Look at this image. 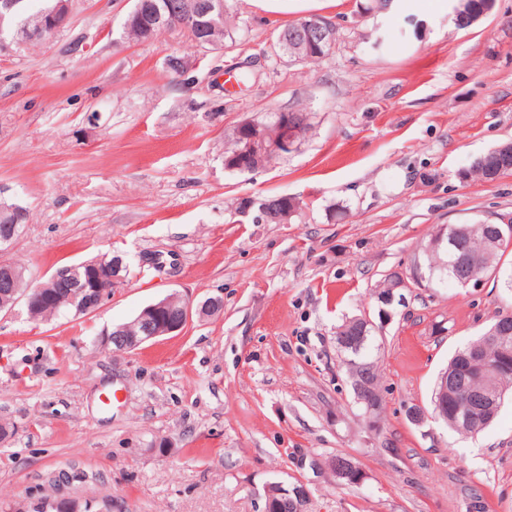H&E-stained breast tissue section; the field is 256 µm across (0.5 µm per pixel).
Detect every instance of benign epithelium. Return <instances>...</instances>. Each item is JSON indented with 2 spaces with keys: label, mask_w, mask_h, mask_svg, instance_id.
Segmentation results:
<instances>
[{
  "label": "benign epithelium",
  "mask_w": 512,
  "mask_h": 512,
  "mask_svg": "<svg viewBox=\"0 0 512 512\" xmlns=\"http://www.w3.org/2000/svg\"><path fill=\"white\" fill-rule=\"evenodd\" d=\"M74 0H49L48 8L41 13L22 21L17 20L19 13L18 0H0V54L8 52L14 46H23L41 40L45 35L53 33L63 27L68 21ZM213 8L203 4V0H184L179 8L169 4L157 12L156 25L160 27H179L187 32L197 30L204 34L208 31L203 19ZM304 44L308 47L316 46L325 41L329 28L317 19L307 21L300 27ZM237 128L249 131V146L254 149L270 146L281 153L294 149L296 141L301 134V128L293 122L279 126L271 131L258 126L250 120L243 121ZM8 216L3 229L0 230V251L8 249L17 237L22 212L6 204L0 205V215ZM96 270V288L92 290V298L82 304L79 312L86 315L96 312L105 303L112 300L114 288L122 283L120 277L121 264L117 260L109 261L103 256L89 262ZM0 266L8 276L0 281V311L11 310L19 301H24L26 308L36 307L43 299L46 291L58 280L69 274V269L59 268L46 280L32 283L20 293L17 281L25 272L24 266L17 261L0 262ZM221 309V300L210 297L195 305L193 301L184 297L175 300L169 294L163 299L145 307L135 320L139 327L138 333L125 335L121 329L113 331L106 338L105 346L115 351L131 352L141 345L156 340L159 337L180 333L193 317L203 319ZM438 411L441 414L451 412L458 415L465 412L472 415L489 407V399L483 393H467L461 401L448 403V378H443L437 400ZM307 498V490L302 485L284 486L272 484L265 493L263 512H269L272 506H295Z\"/></svg>",
  "instance_id": "obj_1"
}]
</instances>
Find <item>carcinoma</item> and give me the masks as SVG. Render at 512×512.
<instances>
[{
  "mask_svg": "<svg viewBox=\"0 0 512 512\" xmlns=\"http://www.w3.org/2000/svg\"><path fill=\"white\" fill-rule=\"evenodd\" d=\"M233 18L232 5L229 0H224V8H219L205 17L209 22L206 36L194 34V43L197 47L209 51L217 45H224V40L232 38L231 20ZM297 23H292L278 31L272 39L270 48L277 56H286L294 62L315 61L328 56L332 50V43L327 42L318 47L309 49H294L290 46V40L297 34ZM496 165L492 152L477 156L465 176L490 180L494 177L493 168ZM258 207L263 209V220L266 224H280L285 216L284 210L295 208L294 216L301 215V205H293L292 201L282 195H273L261 200ZM496 224L486 221H477L463 225L464 252L457 251L449 245L452 225L448 224L440 228L427 242H425L415 260L418 266L412 271L418 273L422 281L433 288L442 287L450 282L462 287L463 277L470 272L479 278H494L504 287L512 290V266H504L503 257L512 252V239L499 240L494 236ZM90 288L89 268L81 264L71 266V272L67 279L55 288V297L44 303L41 307L29 312L34 320H42L54 315L61 310L72 311L76 305L84 299L85 292ZM497 323H492L481 336L460 349L449 361L446 371L448 376H462L469 373L468 382L471 389L483 391L488 394L504 396L512 385V364L501 367L493 365L497 345L492 343L493 328ZM338 336H356V344L340 349L345 356L344 364L350 378L354 397H363L369 405L379 407L382 404L379 374L375 365V351L378 345L375 343L373 325L363 320V317H354L336 330ZM477 347L486 349L490 362L484 372L475 369H467V362L463 357L466 350ZM428 414L439 418L440 421L457 431L470 435H477L489 427L497 413L479 412L475 417L463 421L455 416L444 417L436 412L435 403H430Z\"/></svg>",
  "mask_w": 512,
  "mask_h": 512,
  "instance_id": "obj_1",
  "label": "carcinoma"
}]
</instances>
